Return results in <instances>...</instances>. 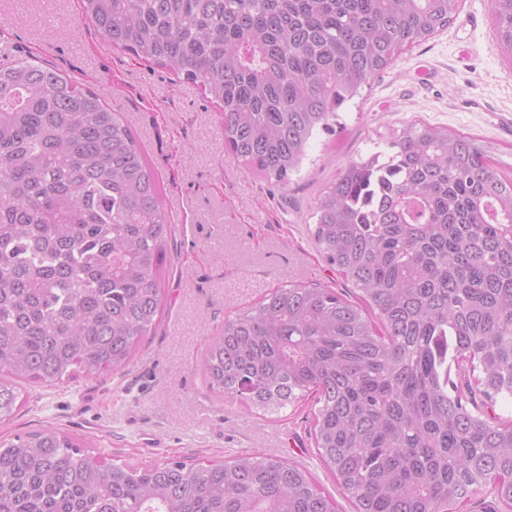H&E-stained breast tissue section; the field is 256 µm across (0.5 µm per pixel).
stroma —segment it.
Here are the masks:
<instances>
[{"label": "stroma", "instance_id": "1", "mask_svg": "<svg viewBox=\"0 0 512 512\" xmlns=\"http://www.w3.org/2000/svg\"><path fill=\"white\" fill-rule=\"evenodd\" d=\"M42 0H0V49L34 57L96 91L123 115L157 172L162 205L176 218L167 246L164 311L131 362L93 378L25 386L0 440L54 426L105 463L177 459L219 463L239 454L303 464L337 512H355L318 457L313 398L266 417L207 387L206 341L271 289L304 282L348 291L310 228L319 196L353 160L421 120L474 137L512 176V58L497 48L490 0H461L447 29L409 48L340 124L315 136L299 173L280 187L245 172L224 148V115L199 85L112 48L83 15L58 0L52 34Z\"/></svg>", "mask_w": 512, "mask_h": 512}]
</instances>
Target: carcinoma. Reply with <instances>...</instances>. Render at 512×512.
Returning a JSON list of instances; mask_svg holds the SVG:
<instances>
[{
    "label": "carcinoma",
    "mask_w": 512,
    "mask_h": 512,
    "mask_svg": "<svg viewBox=\"0 0 512 512\" xmlns=\"http://www.w3.org/2000/svg\"><path fill=\"white\" fill-rule=\"evenodd\" d=\"M112 48L183 76L224 146L287 186L404 48L459 0H81ZM512 57V0H490ZM312 231L359 304L291 284L208 339L209 389L263 413L312 396L316 448L357 512H512V422L467 407L452 369L512 399V177L469 136L414 122L345 166ZM172 224L130 126L30 57L0 62V420L33 383L120 370L162 315ZM468 368H463V365ZM0 512H335L307 468L106 464L54 427L0 442Z\"/></svg>",
    "instance_id": "carcinoma-1"
}]
</instances>
